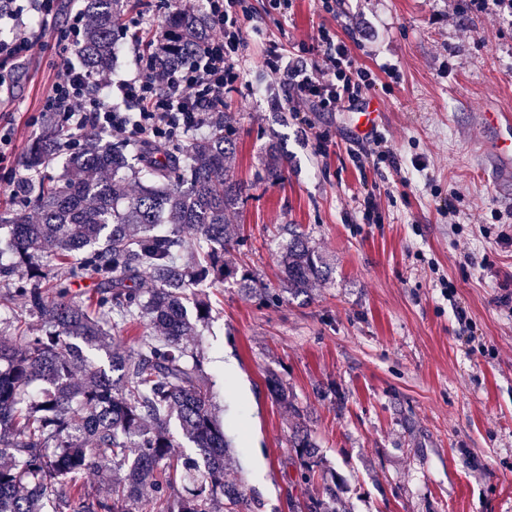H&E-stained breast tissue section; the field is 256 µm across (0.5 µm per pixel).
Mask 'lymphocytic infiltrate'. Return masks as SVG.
I'll return each mask as SVG.
<instances>
[{"mask_svg": "<svg viewBox=\"0 0 512 512\" xmlns=\"http://www.w3.org/2000/svg\"><path fill=\"white\" fill-rule=\"evenodd\" d=\"M57 4L38 0L35 6L39 26L54 28V48L63 59L43 109L62 114L73 136L109 131L130 141L167 144L201 128L206 114L223 111L246 43L241 25L248 15L245 0H207L211 33L199 50L176 59L155 52L141 55L134 74L117 81L68 60L89 18L76 9L64 26H56ZM267 68L271 82L286 96L317 103L326 112L359 103L373 85L348 44L324 27L310 37L306 55L291 64L284 63L278 41H269Z\"/></svg>", "mask_w": 512, "mask_h": 512, "instance_id": "f902f5d3", "label": "lymphocytic infiltrate"}]
</instances>
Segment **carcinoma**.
I'll return each mask as SVG.
<instances>
[{
    "instance_id": "carcinoma-1",
    "label": "carcinoma",
    "mask_w": 512,
    "mask_h": 512,
    "mask_svg": "<svg viewBox=\"0 0 512 512\" xmlns=\"http://www.w3.org/2000/svg\"><path fill=\"white\" fill-rule=\"evenodd\" d=\"M128 0H82L90 19L82 53L92 70L108 67L114 27ZM172 44L189 52L206 32V17L171 21ZM62 123H51L30 146L27 169L38 175V219L0 213L14 262L0 265V309L14 311L13 335L0 337V512H251L242 486L224 480L231 443L203 383V358L187 345L195 327L186 303L196 282L236 280L257 290L250 272L237 273L224 254L240 246L228 220L243 189L230 175L236 150L226 115L211 117L207 137L177 156L165 148L105 142L78 144L62 172L48 169ZM138 155L148 183L127 191ZM281 267L287 292L303 294L329 273L303 234L287 230ZM72 261L66 279L98 281L94 311L74 300L63 282L45 285L43 259ZM146 277L147 294L137 288ZM46 330L33 334L27 319ZM144 322L161 333L139 348L111 334L121 322ZM105 355L108 365L91 352ZM267 386L291 404L275 373ZM177 422L195 456H181L170 432ZM304 471L319 464L311 431L299 425L289 440ZM106 472L112 495L77 483ZM336 487L307 512H336Z\"/></svg>"
}]
</instances>
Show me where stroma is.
Wrapping results in <instances>:
<instances>
[{"label": "stroma", "instance_id": "35a3bbf8", "mask_svg": "<svg viewBox=\"0 0 512 512\" xmlns=\"http://www.w3.org/2000/svg\"><path fill=\"white\" fill-rule=\"evenodd\" d=\"M239 89L232 219L243 262L281 291L285 225L330 267L309 292L269 303L233 280L199 282L212 307L196 344L234 450L225 469L257 512H301L333 479L337 512H512V164L492 152L491 102L512 113V12L495 0H295L288 14L249 0ZM148 24L133 31L131 16ZM162 0H129L115 32L113 79L131 76L140 41L165 29ZM33 43L0 88L13 142L0 168L23 172L45 128L57 73L53 31L26 16ZM351 39L375 79L377 133L398 166L365 164L353 110L287 102L267 77L266 43L298 52L319 27ZM277 148L284 176L263 178ZM374 193L378 211L363 218ZM465 309L461 323L457 309ZM236 370L225 375L223 361ZM276 372L322 458L305 479L288 446L295 420L266 384Z\"/></svg>", "mask_w": 512, "mask_h": 512}]
</instances>
